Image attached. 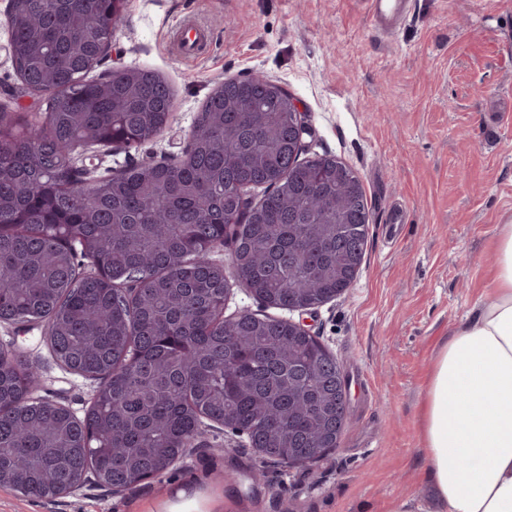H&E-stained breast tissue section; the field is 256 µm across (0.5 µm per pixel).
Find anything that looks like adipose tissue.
Here are the masks:
<instances>
[{"label":"adipose tissue","mask_w":512,"mask_h":512,"mask_svg":"<svg viewBox=\"0 0 512 512\" xmlns=\"http://www.w3.org/2000/svg\"><path fill=\"white\" fill-rule=\"evenodd\" d=\"M493 285L434 358L422 423L434 512H512V224Z\"/></svg>","instance_id":"adipose-tissue-1"}]
</instances>
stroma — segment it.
I'll return each mask as SVG.
<instances>
[{
	"label": "stroma",
	"instance_id": "35a3bbf8",
	"mask_svg": "<svg viewBox=\"0 0 512 512\" xmlns=\"http://www.w3.org/2000/svg\"><path fill=\"white\" fill-rule=\"evenodd\" d=\"M0 0V104L34 121L17 86ZM126 21L92 77L116 66L163 76V133L98 161L106 176L142 160L176 162L194 118L228 76L260 73L288 89L312 128L308 150L359 176L370 210L356 280L308 316L348 378L350 418L317 462L265 461L207 423L200 446L123 495L88 483L65 498L0 487V512H166L193 487L202 512H423L429 462L419 416L436 350L493 286L499 225L512 224V0H415L396 36L377 34L365 0H127ZM211 34L182 55L177 22ZM39 326L0 322V341L35 363L45 392L75 412L98 384L51 358Z\"/></svg>",
	"mask_w": 512,
	"mask_h": 512
}]
</instances>
